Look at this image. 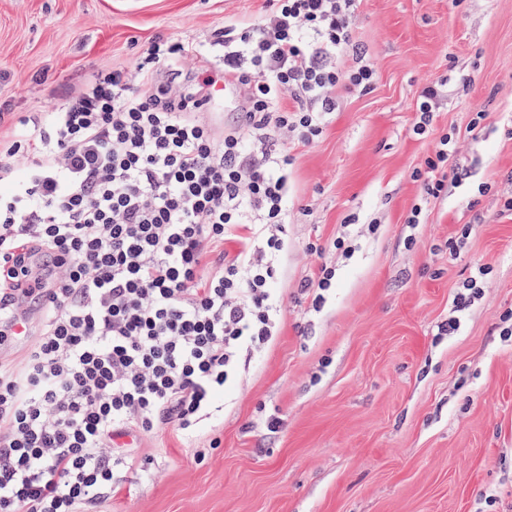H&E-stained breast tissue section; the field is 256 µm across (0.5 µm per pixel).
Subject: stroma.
<instances>
[{
  "mask_svg": "<svg viewBox=\"0 0 512 512\" xmlns=\"http://www.w3.org/2000/svg\"><path fill=\"white\" fill-rule=\"evenodd\" d=\"M268 8L0 0V140L84 76L131 67L156 36L204 40L225 17L256 22ZM355 35L378 80L366 95L340 92L319 139L293 151L278 336L192 439L170 428L138 438L146 464L118 472L123 492L97 512H512V0H362ZM437 80L448 96L414 133L419 92ZM449 131L461 184L408 227L421 196L412 173ZM346 233L352 257L307 249ZM324 261L336 285L314 313L298 284ZM477 277L482 298L442 332ZM273 411L282 425L270 433L258 423Z\"/></svg>",
  "mask_w": 512,
  "mask_h": 512,
  "instance_id": "35a3bbf8",
  "label": "stroma"
}]
</instances>
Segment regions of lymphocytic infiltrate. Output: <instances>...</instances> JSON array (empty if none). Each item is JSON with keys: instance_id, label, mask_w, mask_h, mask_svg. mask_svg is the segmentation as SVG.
Masks as SVG:
<instances>
[{"instance_id": "lymphocytic-infiltrate-1", "label": "lymphocytic infiltrate", "mask_w": 512, "mask_h": 512, "mask_svg": "<svg viewBox=\"0 0 512 512\" xmlns=\"http://www.w3.org/2000/svg\"><path fill=\"white\" fill-rule=\"evenodd\" d=\"M361 0H270L260 22L205 41L156 37L134 68L88 75L44 122L0 148V328L47 293L22 365L0 361V512H94L138 455L126 436L192 438L243 364L279 331L290 144L316 141L338 92L370 93ZM212 61L186 70L184 61ZM242 104L204 118L212 87ZM457 136L413 176L448 188ZM248 237L233 254L225 241Z\"/></svg>"}]
</instances>
